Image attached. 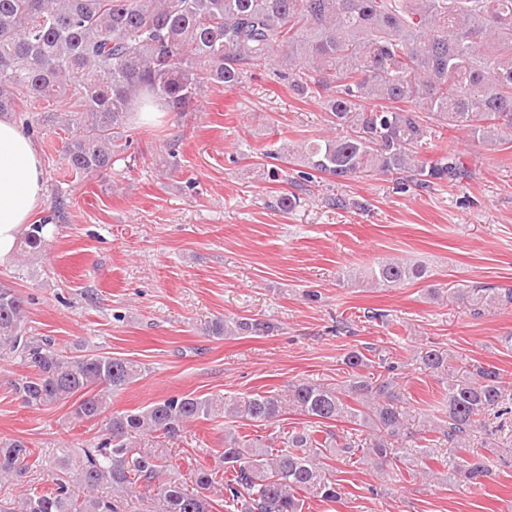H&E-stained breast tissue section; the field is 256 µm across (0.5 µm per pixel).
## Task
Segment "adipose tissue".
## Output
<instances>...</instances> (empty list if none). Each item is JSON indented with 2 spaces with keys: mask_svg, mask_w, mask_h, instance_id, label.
Instances as JSON below:
<instances>
[{
  "mask_svg": "<svg viewBox=\"0 0 512 512\" xmlns=\"http://www.w3.org/2000/svg\"><path fill=\"white\" fill-rule=\"evenodd\" d=\"M44 175L35 142L0 118V264L13 258L31 215L44 203Z\"/></svg>",
  "mask_w": 512,
  "mask_h": 512,
  "instance_id": "obj_1",
  "label": "adipose tissue"
}]
</instances>
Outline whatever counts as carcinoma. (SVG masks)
<instances>
[{
	"instance_id": "obj_1",
	"label": "carcinoma",
	"mask_w": 512,
	"mask_h": 512,
	"mask_svg": "<svg viewBox=\"0 0 512 512\" xmlns=\"http://www.w3.org/2000/svg\"><path fill=\"white\" fill-rule=\"evenodd\" d=\"M271 62L303 98L321 103L329 122L352 133L267 152L302 167L295 186L317 172L348 179L361 172L401 176L405 185L427 191L458 185L472 171L459 153L431 161L415 148L437 128L465 130L500 143L512 133V0H0V114L16 112L27 134L62 120L72 137L63 147L77 175L106 171L125 160L128 132L137 113L154 102L165 111L186 112L213 85L236 87L251 68ZM45 225L33 224L22 250L46 246ZM381 288H398L433 273L423 265L382 258L358 272ZM427 295L478 307L512 306V288H466L427 284ZM27 301L0 288V359L18 358L33 369L14 380L23 404L41 409L71 403L81 420L100 417L107 398L143 376L129 359L103 354L70 355L49 336H32ZM277 326L260 318L216 321L217 336H267ZM420 362L442 372L448 352L422 347ZM349 379L325 384L292 383L280 393L245 396H170L135 410L112 413L107 433L79 462L89 495L78 500L64 470L48 491L0 501V512H120L124 497L140 485L142 512H212L210 492L224 496L234 512H302L305 497L336 502L338 484L324 474V450L360 453L383 471L404 462L399 442L411 437L397 380L374 374L362 351L346 354ZM294 412L314 419L288 433L276 449L260 439L224 433L221 461L230 478L195 475L196 490L161 480V440L199 420L266 422ZM512 415V385L492 364L448 380L444 415L423 425L454 451L478 434L495 438ZM344 421L370 432L359 438L328 432L321 424ZM154 439L143 450L137 438ZM26 442H0V483L27 473ZM484 459H462L450 479L488 476ZM106 484L111 495L98 496Z\"/></svg>"
}]
</instances>
